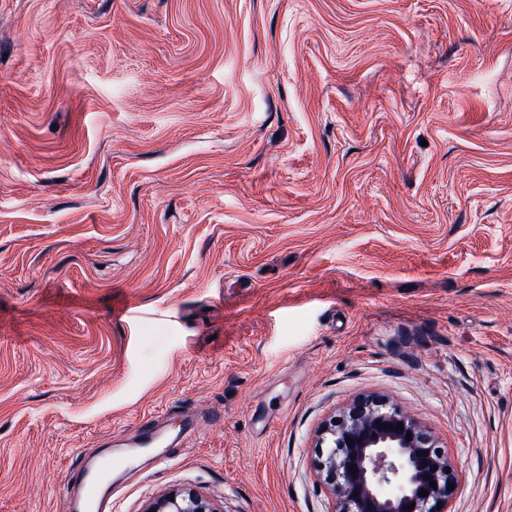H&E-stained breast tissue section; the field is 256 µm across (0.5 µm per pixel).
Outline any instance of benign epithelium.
Instances as JSON below:
<instances>
[{
	"label": "benign epithelium",
	"mask_w": 512,
	"mask_h": 512,
	"mask_svg": "<svg viewBox=\"0 0 512 512\" xmlns=\"http://www.w3.org/2000/svg\"><path fill=\"white\" fill-rule=\"evenodd\" d=\"M401 424L404 430L396 425ZM411 438H406V435ZM353 440L349 444L346 439ZM320 471L336 499L335 512H451L458 471L429 432L406 412L377 397L350 403L325 425ZM357 465L352 472L350 465ZM436 482L437 488L430 487ZM426 490L422 497L419 491ZM413 510H408V506ZM156 512H221L193 489L176 488L149 504Z\"/></svg>",
	"instance_id": "7a95c632"
}]
</instances>
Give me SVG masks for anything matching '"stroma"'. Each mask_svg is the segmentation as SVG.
<instances>
[{"label":"stroma","instance_id":"obj_1","mask_svg":"<svg viewBox=\"0 0 512 512\" xmlns=\"http://www.w3.org/2000/svg\"><path fill=\"white\" fill-rule=\"evenodd\" d=\"M367 395L512 512V0H0V512H334ZM174 494V501H171ZM221 512L207 498L193 489L176 488L164 497L152 502L145 512Z\"/></svg>","mask_w":512,"mask_h":512}]
</instances>
